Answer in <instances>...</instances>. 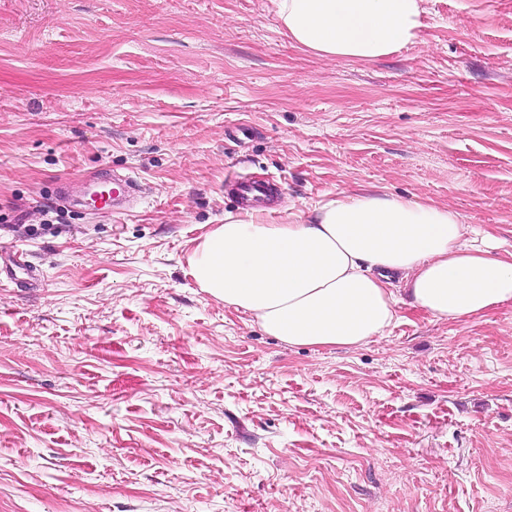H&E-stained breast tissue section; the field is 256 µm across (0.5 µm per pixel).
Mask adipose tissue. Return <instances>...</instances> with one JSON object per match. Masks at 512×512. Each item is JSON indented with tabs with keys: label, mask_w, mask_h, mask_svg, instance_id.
<instances>
[{
	"label": "adipose tissue",
	"mask_w": 512,
	"mask_h": 512,
	"mask_svg": "<svg viewBox=\"0 0 512 512\" xmlns=\"http://www.w3.org/2000/svg\"><path fill=\"white\" fill-rule=\"evenodd\" d=\"M424 0H275L291 40L357 61L414 44ZM458 212L401 196L337 194L309 218L225 217L195 250L191 274L226 305L251 313L291 346L356 347L396 318L399 281L438 320L479 317L512 302V254L467 246Z\"/></svg>",
	"instance_id": "obj_1"
}]
</instances>
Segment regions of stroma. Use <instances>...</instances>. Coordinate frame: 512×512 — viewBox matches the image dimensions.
<instances>
[{
  "label": "stroma",
  "mask_w": 512,
  "mask_h": 512,
  "mask_svg": "<svg viewBox=\"0 0 512 512\" xmlns=\"http://www.w3.org/2000/svg\"><path fill=\"white\" fill-rule=\"evenodd\" d=\"M424 8L366 63L273 0H0V512H512V302L294 347L191 275L236 175L273 224L366 187L512 253V0ZM233 182L241 204L263 202L271 197L269 187L263 183L238 175Z\"/></svg>",
  "instance_id": "obj_1"
}]
</instances>
